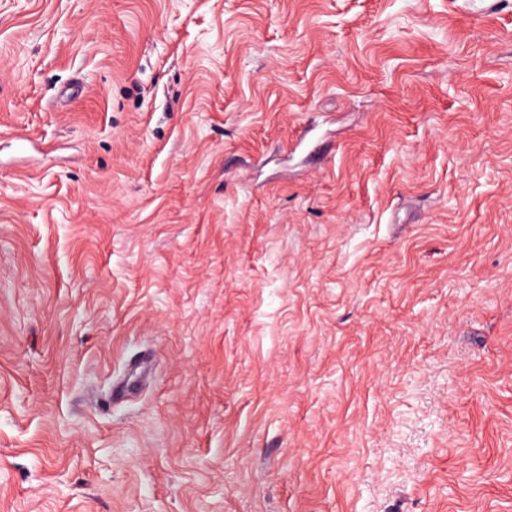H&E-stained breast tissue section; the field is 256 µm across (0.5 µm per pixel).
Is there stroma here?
Listing matches in <instances>:
<instances>
[{
	"instance_id": "obj_1",
	"label": "stroma",
	"mask_w": 512,
	"mask_h": 512,
	"mask_svg": "<svg viewBox=\"0 0 512 512\" xmlns=\"http://www.w3.org/2000/svg\"><path fill=\"white\" fill-rule=\"evenodd\" d=\"M0 512H512V0H0Z\"/></svg>"
}]
</instances>
